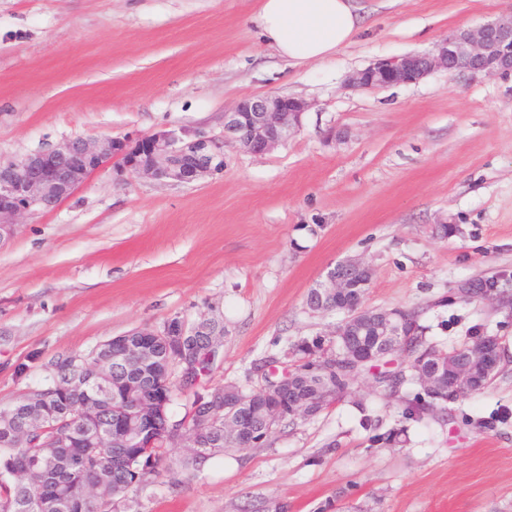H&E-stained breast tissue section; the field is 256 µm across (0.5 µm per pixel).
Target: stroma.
<instances>
[{"label": "stroma", "instance_id": "obj_1", "mask_svg": "<svg viewBox=\"0 0 512 512\" xmlns=\"http://www.w3.org/2000/svg\"><path fill=\"white\" fill-rule=\"evenodd\" d=\"M261 0H0V165L76 138L224 134L239 100L308 108L264 155L224 146L223 173L171 184L97 172L0 243V410L58 358L172 317L224 323L199 386H260L259 364L336 350L345 315L307 304L338 262L368 266L362 306L419 308L427 342L499 341L484 391L415 418L418 384L357 383L263 446L199 471L185 449L116 512H512V311L457 297L512 272V76L437 70L353 90L357 69L512 15V0H355L330 57L295 65L261 37ZM453 227L444 235V227Z\"/></svg>", "mask_w": 512, "mask_h": 512}]
</instances>
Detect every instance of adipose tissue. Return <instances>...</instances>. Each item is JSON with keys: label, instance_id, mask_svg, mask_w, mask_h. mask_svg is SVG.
Here are the masks:
<instances>
[{"label": "adipose tissue", "instance_id": "obj_1", "mask_svg": "<svg viewBox=\"0 0 512 512\" xmlns=\"http://www.w3.org/2000/svg\"><path fill=\"white\" fill-rule=\"evenodd\" d=\"M266 44L288 61H319L348 44L360 28L353 0H262Z\"/></svg>", "mask_w": 512, "mask_h": 512}]
</instances>
